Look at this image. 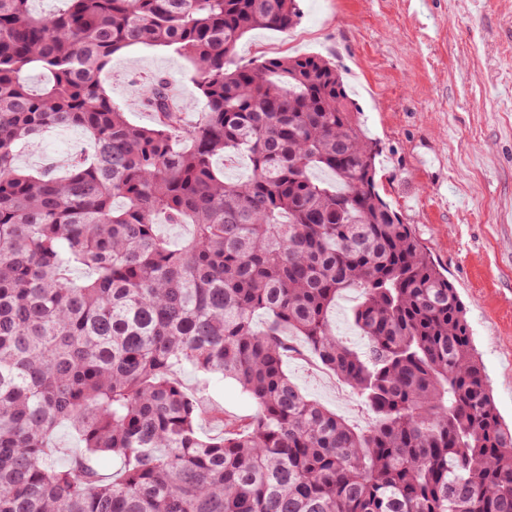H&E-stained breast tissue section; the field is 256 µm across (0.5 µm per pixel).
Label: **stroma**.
Segmentation results:
<instances>
[{
  "label": "stroma",
  "mask_w": 512,
  "mask_h": 512,
  "mask_svg": "<svg viewBox=\"0 0 512 512\" xmlns=\"http://www.w3.org/2000/svg\"><path fill=\"white\" fill-rule=\"evenodd\" d=\"M290 31L255 29L239 59L315 53L335 62L377 142L382 198L412 225L454 283L466 307L473 344L503 423L512 422V0H298ZM163 78L187 124L199 122L203 98L192 64L164 47L135 46L113 56L101 78L128 121L154 125L142 82ZM87 136L57 128L16 147L32 172H64ZM285 359L301 391L364 430L374 415L336 376L318 368L299 337ZM177 376L199 391L204 437L223 420L255 411L239 385L191 367Z\"/></svg>",
  "instance_id": "35a3bbf8"
}]
</instances>
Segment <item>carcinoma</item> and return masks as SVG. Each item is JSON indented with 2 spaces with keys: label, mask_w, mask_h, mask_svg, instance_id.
I'll return each mask as SVG.
<instances>
[{
  "label": "carcinoma",
  "mask_w": 512,
  "mask_h": 512,
  "mask_svg": "<svg viewBox=\"0 0 512 512\" xmlns=\"http://www.w3.org/2000/svg\"><path fill=\"white\" fill-rule=\"evenodd\" d=\"M60 3L46 20L0 0V512H512V428L466 309L380 196L336 65L237 61L247 32L298 24L297 0ZM136 45L191 61L199 122L161 79L142 92L156 123L128 121L100 75ZM55 127L93 153L19 170L18 143ZM229 153L250 177L224 180ZM161 219L191 233L172 246ZM346 291L360 351L329 321ZM290 333L373 411L368 430L290 381ZM186 364L256 412L201 437ZM62 425L83 445L63 464ZM102 453L117 472L94 467ZM225 160L232 161L233 164L231 166H225ZM215 167L219 172H224V178L229 181L245 179L251 174L249 160L239 154H229L225 157H218L215 160Z\"/></svg>",
  "instance_id": "1"
}]
</instances>
